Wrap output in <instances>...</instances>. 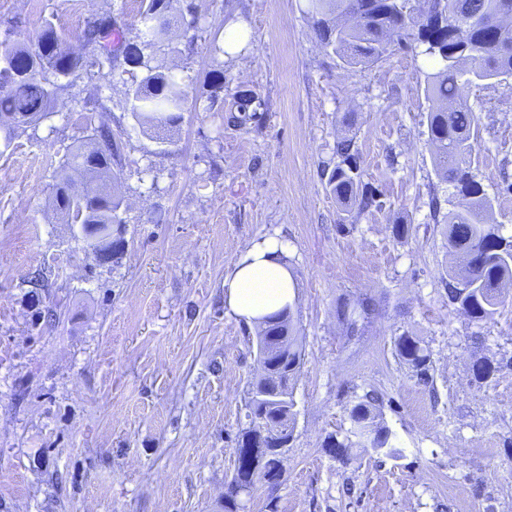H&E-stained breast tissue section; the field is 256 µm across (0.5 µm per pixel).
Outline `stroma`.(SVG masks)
Listing matches in <instances>:
<instances>
[{
    "instance_id": "1",
    "label": "stroma",
    "mask_w": 512,
    "mask_h": 512,
    "mask_svg": "<svg viewBox=\"0 0 512 512\" xmlns=\"http://www.w3.org/2000/svg\"><path fill=\"white\" fill-rule=\"evenodd\" d=\"M208 38L186 45L182 0L166 54L187 102L161 146L125 107L132 77L80 82L0 150V512H221L248 425L256 328L224 313V273L254 242L289 244L303 341L295 429L276 489L245 512H512V303L470 322L448 302L450 210L427 139L425 56L398 49L347 66L314 34L305 0H196ZM138 0H0V41L35 43L44 23L76 35ZM237 23L244 52L211 34ZM224 72L215 88L212 70ZM256 114L226 117L240 96ZM479 118L474 174L491 222L512 235V79L464 90ZM108 127L122 146L126 249L99 263L58 220L53 184L70 148ZM352 138L378 207L339 208L327 186ZM405 225L397 235V225ZM42 275L33 287V275ZM430 354L422 384L398 336ZM487 358L485 382L471 370ZM374 394L393 452L329 456L351 407Z\"/></svg>"
}]
</instances>
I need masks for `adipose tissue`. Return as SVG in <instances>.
<instances>
[{
    "mask_svg": "<svg viewBox=\"0 0 512 512\" xmlns=\"http://www.w3.org/2000/svg\"><path fill=\"white\" fill-rule=\"evenodd\" d=\"M295 299L288 245L279 237L254 243L224 274L225 313L246 324H261Z\"/></svg>",
    "mask_w": 512,
    "mask_h": 512,
    "instance_id": "1",
    "label": "adipose tissue"
}]
</instances>
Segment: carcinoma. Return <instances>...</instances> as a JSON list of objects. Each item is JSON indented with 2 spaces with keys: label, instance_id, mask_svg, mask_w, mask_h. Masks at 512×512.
<instances>
[{
  "label": "carcinoma",
  "instance_id": "carcinoma-1",
  "mask_svg": "<svg viewBox=\"0 0 512 512\" xmlns=\"http://www.w3.org/2000/svg\"><path fill=\"white\" fill-rule=\"evenodd\" d=\"M172 0H139L138 23L129 28L120 15L106 14L87 22L78 40L84 52L72 51L66 34L48 23L37 43L48 54L20 41H8L0 57V117L11 120L0 142L9 147L21 126L36 124L49 114L60 93L79 79H91L104 65L114 70L133 58L143 77L125 89V101L138 125L155 134L160 144L171 137L160 132L176 126L184 111L186 92L176 75L154 64L157 52L169 46L172 35L158 36V14L168 13ZM459 0H308L307 15L321 43L349 65L370 66L396 49L418 47L437 68L424 75L430 101L428 139L434 165L443 178L456 184L466 208L450 211L445 236L452 262L448 267V303L475 322L487 321L512 300V239L488 224L492 202L474 180L478 118L461 96V86L512 76V0H468L471 14L448 42V16ZM188 44L201 37L194 3ZM99 141L74 148L64 161L55 185V209L68 224H111L120 200L111 185L121 179L120 147L109 131L96 130ZM336 165L328 179L331 193L346 208L363 212L376 205L373 191L362 185L357 150L350 140L336 146ZM89 184L85 200L69 195L73 180ZM258 348L273 351L259 363L247 391V407L264 410L266 421L289 429L293 425L291 381L301 368L303 345L285 311L258 327ZM399 355L423 382L429 379L430 354L415 336L398 337ZM376 398L368 396L349 412L352 435H330L325 448L339 461L356 446L390 447L389 429L376 422ZM259 428L255 422L236 438L237 467L224 492V512H244L241 495L251 494L260 469L254 464Z\"/></svg>",
  "mask_w": 512,
  "mask_h": 512
}]
</instances>
